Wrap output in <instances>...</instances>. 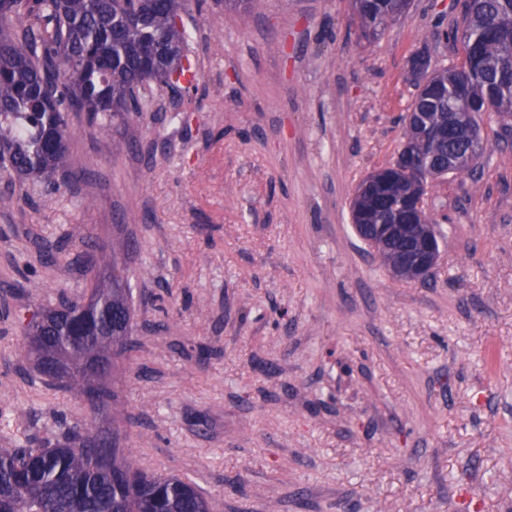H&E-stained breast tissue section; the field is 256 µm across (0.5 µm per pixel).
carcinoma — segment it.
<instances>
[{"instance_id":"carcinoma-1","label":"carcinoma","mask_w":512,"mask_h":512,"mask_svg":"<svg viewBox=\"0 0 512 512\" xmlns=\"http://www.w3.org/2000/svg\"><path fill=\"white\" fill-rule=\"evenodd\" d=\"M185 0H0V168L22 181L43 183L64 171L69 156L68 113L121 118L143 111L134 90L150 81L171 90L189 67L175 18ZM361 38H376L406 13V0H354ZM468 65L453 75H431L417 111L427 127L405 126L404 139L418 169L431 164L436 177L454 173L442 165L450 152L467 149L446 116L474 101H491L512 117V0H468L461 24ZM404 162L389 168L367 198L355 203L352 223L383 224L399 205L413 200L417 176ZM410 234L378 240L387 258L402 255ZM99 311L79 322V302L62 299L25 328L23 346L45 380L78 396L90 394L92 411L115 399L109 382L80 366L105 350L115 358L138 347L132 325V293L126 268L112 263V282L91 285ZM56 346L71 348L73 366L57 368ZM0 512H210L196 485L177 476L134 466L121 449V431L101 448L93 426L67 428L39 448L0 447Z\"/></svg>"}]
</instances>
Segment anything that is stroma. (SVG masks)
<instances>
[{
  "label": "stroma",
  "mask_w": 512,
  "mask_h": 512,
  "mask_svg": "<svg viewBox=\"0 0 512 512\" xmlns=\"http://www.w3.org/2000/svg\"><path fill=\"white\" fill-rule=\"evenodd\" d=\"M461 18L412 0L367 43L351 0H189L193 83L140 86L124 122L70 113L54 184L0 171V437L120 425L211 512H512V130L482 116L475 170L429 181L426 279L351 223L400 152L413 58L459 65ZM85 253L127 268L139 341L94 419L21 353L34 305L84 299ZM436 256V241L427 235L420 240L418 249L414 251V256L401 266V271L406 279H421L429 270Z\"/></svg>",
  "instance_id": "35a3bbf8"
}]
</instances>
